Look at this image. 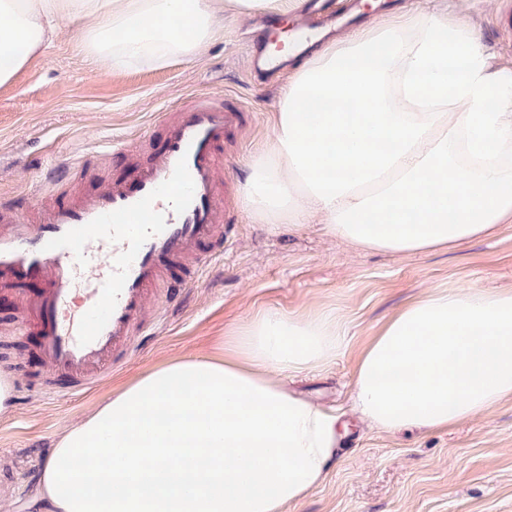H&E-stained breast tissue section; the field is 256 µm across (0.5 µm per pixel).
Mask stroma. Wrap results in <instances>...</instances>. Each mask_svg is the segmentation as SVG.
Returning a JSON list of instances; mask_svg holds the SVG:
<instances>
[{
	"label": "stroma",
	"mask_w": 512,
	"mask_h": 512,
	"mask_svg": "<svg viewBox=\"0 0 512 512\" xmlns=\"http://www.w3.org/2000/svg\"><path fill=\"white\" fill-rule=\"evenodd\" d=\"M512 0H444L464 15L493 66L512 67L496 27ZM247 22L226 20L223 37L191 61L157 69L113 71L85 61L77 25L46 47L14 84L0 87V199L27 197L50 158L75 165L81 194L126 175L122 150L150 132L157 116L198 93L235 99L253 115L240 133L229 174L241 179L249 158L272 136L279 82L248 78ZM512 289V224L460 247L409 257L362 252L328 237L321 225L261 224L238 213L223 250L207 255L183 305L155 310L150 336H137L127 360L95 390L64 399L41 387L40 338L16 335L9 323L15 295L0 291V374L10 378L11 408L0 413V512H35L31 500L53 440L90 414L112 390L169 359L213 352L258 313L275 309L330 314L346 347L332 362L293 378L296 394L333 409L350 432L324 484L287 512H512V400L489 415L431 433H384L349 409L355 358L397 309L433 289Z\"/></svg>",
	"instance_id": "35a3bbf8"
}]
</instances>
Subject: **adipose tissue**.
<instances>
[{
  "label": "adipose tissue",
  "instance_id": "obj_1",
  "mask_svg": "<svg viewBox=\"0 0 512 512\" xmlns=\"http://www.w3.org/2000/svg\"><path fill=\"white\" fill-rule=\"evenodd\" d=\"M298 0H0V86L81 22L77 48L115 70L189 61L225 18ZM240 204L256 222L319 224L354 248L408 256L512 224V68H493L444 9L370 20L296 61ZM336 323L270 310L219 356L170 359L68 427L38 486L47 512H285L317 490L342 434L281 383L330 362ZM512 398V289L433 290L356 357L352 411L383 431L441 429ZM109 457L105 471L94 459Z\"/></svg>",
  "mask_w": 512,
  "mask_h": 512
}]
</instances>
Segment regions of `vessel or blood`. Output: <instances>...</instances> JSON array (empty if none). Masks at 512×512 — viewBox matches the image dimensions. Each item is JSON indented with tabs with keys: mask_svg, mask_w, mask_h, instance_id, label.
Wrapping results in <instances>:
<instances>
[{
	"mask_svg": "<svg viewBox=\"0 0 512 512\" xmlns=\"http://www.w3.org/2000/svg\"><path fill=\"white\" fill-rule=\"evenodd\" d=\"M249 117L223 97L193 96L160 113L163 147L121 181L62 196L36 220L31 199L0 202V287L17 289L36 322L48 394L92 389L145 333L153 299L180 303L196 250L223 247L233 185L217 175Z\"/></svg>",
	"mask_w": 512,
	"mask_h": 512,
	"instance_id": "obj_1",
	"label": "vessel or blood"
}]
</instances>
